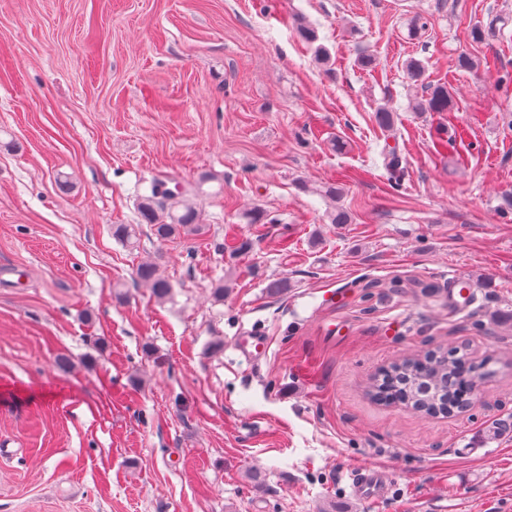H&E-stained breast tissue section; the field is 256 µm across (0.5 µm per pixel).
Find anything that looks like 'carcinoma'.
Returning <instances> with one entry per match:
<instances>
[{
  "label": "carcinoma",
  "mask_w": 512,
  "mask_h": 512,
  "mask_svg": "<svg viewBox=\"0 0 512 512\" xmlns=\"http://www.w3.org/2000/svg\"><path fill=\"white\" fill-rule=\"evenodd\" d=\"M413 109L416 112L453 111L448 87L443 84L425 86V94L416 98ZM200 190L198 185H172L166 179L154 180L149 193L138 198L137 209L142 222L161 242L205 234L201 213L190 202ZM139 235L137 224L112 225V237L128 248L139 246ZM135 275L157 300L164 301L170 296L172 285L159 274L157 263H140ZM475 381L476 367L468 362L466 355L433 349L382 369L371 386L370 395L379 402L401 403L429 416L444 415L461 404Z\"/></svg>",
  "instance_id": "carcinoma-1"
}]
</instances>
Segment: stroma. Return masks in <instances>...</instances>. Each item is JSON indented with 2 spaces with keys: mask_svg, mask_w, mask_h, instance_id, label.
<instances>
[{
  "mask_svg": "<svg viewBox=\"0 0 512 512\" xmlns=\"http://www.w3.org/2000/svg\"><path fill=\"white\" fill-rule=\"evenodd\" d=\"M411 57L454 111L413 110ZM205 173L204 235L113 238L153 179ZM510 194L512 0H0V512H512ZM439 346L487 362L479 406L368 397ZM361 463L388 495L351 496ZM136 279L150 288L152 295L159 301L166 300L171 292V283L159 274L156 262L146 261L140 263L136 268Z\"/></svg>",
  "mask_w": 512,
  "mask_h": 512,
  "instance_id": "stroma-1",
  "label": "stroma"
}]
</instances>
